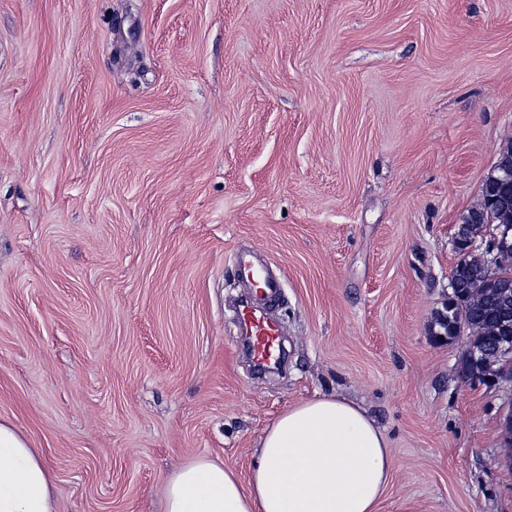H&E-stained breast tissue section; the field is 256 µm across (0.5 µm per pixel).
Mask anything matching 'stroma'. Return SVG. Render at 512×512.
Here are the masks:
<instances>
[{
    "label": "stroma",
    "instance_id": "stroma-1",
    "mask_svg": "<svg viewBox=\"0 0 512 512\" xmlns=\"http://www.w3.org/2000/svg\"><path fill=\"white\" fill-rule=\"evenodd\" d=\"M510 143L512 0H0V418L56 512H163L330 394L388 440L384 512H512L506 390L433 334ZM241 251L283 283L263 376Z\"/></svg>",
    "mask_w": 512,
    "mask_h": 512
}]
</instances>
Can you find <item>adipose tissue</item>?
I'll return each instance as SVG.
<instances>
[{
    "label": "adipose tissue",
    "instance_id": "1",
    "mask_svg": "<svg viewBox=\"0 0 512 512\" xmlns=\"http://www.w3.org/2000/svg\"><path fill=\"white\" fill-rule=\"evenodd\" d=\"M383 431L359 405L323 395L287 408L264 431L248 477L193 459L164 487V512H381L392 479ZM0 512H56L41 449L0 421Z\"/></svg>",
    "mask_w": 512,
    "mask_h": 512
}]
</instances>
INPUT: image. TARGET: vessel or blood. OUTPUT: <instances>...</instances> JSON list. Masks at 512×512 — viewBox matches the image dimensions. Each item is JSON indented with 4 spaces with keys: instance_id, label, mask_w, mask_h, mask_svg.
I'll list each match as a JSON object with an SVG mask.
<instances>
[{
    "instance_id": "vessel-or-blood-1",
    "label": "vessel or blood",
    "mask_w": 512,
    "mask_h": 512,
    "mask_svg": "<svg viewBox=\"0 0 512 512\" xmlns=\"http://www.w3.org/2000/svg\"><path fill=\"white\" fill-rule=\"evenodd\" d=\"M238 265L246 277L259 281L255 299L242 304L237 313L249 355L257 368L265 369L280 355V330L268 319L264 305L276 298L281 288L279 280L268 276L246 256H238Z\"/></svg>"
}]
</instances>
